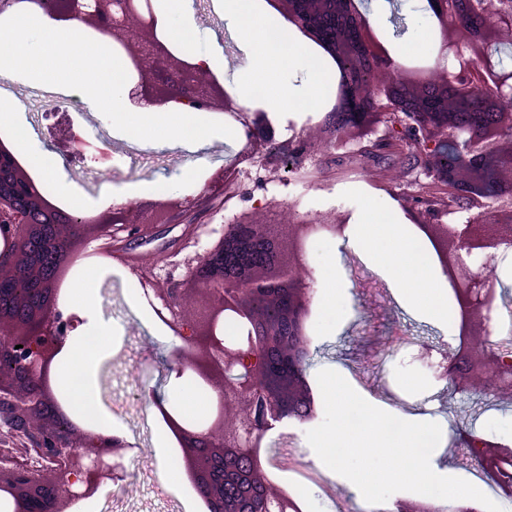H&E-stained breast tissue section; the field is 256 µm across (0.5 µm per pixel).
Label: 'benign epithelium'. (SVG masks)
<instances>
[{"mask_svg":"<svg viewBox=\"0 0 512 512\" xmlns=\"http://www.w3.org/2000/svg\"><path fill=\"white\" fill-rule=\"evenodd\" d=\"M277 2L306 41L336 60L335 104L318 122L326 138L303 128L277 140L268 112L241 104L202 61L171 51L152 0H54L48 17L81 21L131 50L128 106L178 102L192 112L220 111L242 129L230 162L204 183L198 207L231 198L239 176L257 163L286 172L324 148L382 154L391 147L386 131L393 125L404 140L424 143L420 173L428 191L409 198L399 175L392 194L435 245L462 311L454 353L438 351L437 378L451 381L448 393L463 394L488 377L493 393L511 400L512 360L473 329L490 321L496 270L512 251V66L499 65L493 54L512 49V8L505 9L506 0H422L440 46L429 64L408 65L376 34L362 0ZM472 8L482 23L460 21ZM202 72L210 74L206 87L198 81ZM471 102L491 113V122L462 121ZM49 138L69 161L88 146L65 117ZM269 208L211 229L214 238L183 261L182 278L142 280L157 317L181 340L168 372L193 376L215 395L211 421L197 427L182 422L159 389L148 391L184 448L177 464L197 463L206 512H301L293 496L265 479L261 448L269 431L316 418L307 379L312 274L301 250L315 232L344 236L347 215L326 222L290 208L275 223ZM151 210L178 224L186 206L175 198L114 204L94 224L77 210L50 214L14 154L0 151V512H72L124 477L128 442L67 417L52 388L53 364L75 328L59 308L57 268L73 260L76 241H110L121 233L125 243L138 240L135 215ZM464 253L484 255L487 273L467 270ZM459 441L487 475L512 463V450L495 441L468 433ZM398 512L478 509L433 498Z\"/></svg>","mask_w":512,"mask_h":512,"instance_id":"7a95c632","label":"benign epithelium"}]
</instances>
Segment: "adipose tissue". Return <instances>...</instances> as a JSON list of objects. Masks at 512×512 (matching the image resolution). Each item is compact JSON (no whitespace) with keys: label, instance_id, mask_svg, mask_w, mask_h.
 I'll list each match as a JSON object with an SVG mask.
<instances>
[{"label":"adipose tissue","instance_id":"obj_1","mask_svg":"<svg viewBox=\"0 0 512 512\" xmlns=\"http://www.w3.org/2000/svg\"><path fill=\"white\" fill-rule=\"evenodd\" d=\"M224 20L251 41L269 71H276L299 56L296 48L284 49L265 38L267 21L261 12L250 8L249 0H227ZM386 216V207L367 206L363 227L367 244L383 254L392 270L403 279L406 288L433 314H447L448 298L432 277L430 261L417 254L412 240L392 232ZM111 346V330L102 324L91 323L84 335L68 343L61 352L60 366L56 371L57 385L82 416L98 418L102 415L93 395L90 375Z\"/></svg>","mask_w":512,"mask_h":512}]
</instances>
